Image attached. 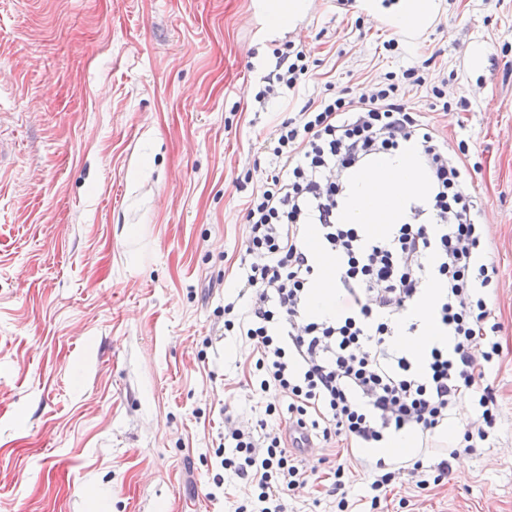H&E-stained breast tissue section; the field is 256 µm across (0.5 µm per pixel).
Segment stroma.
I'll list each match as a JSON object with an SVG mask.
<instances>
[{
	"label": "stroma",
	"instance_id": "1",
	"mask_svg": "<svg viewBox=\"0 0 512 512\" xmlns=\"http://www.w3.org/2000/svg\"><path fill=\"white\" fill-rule=\"evenodd\" d=\"M256 0H0V512H233L250 496L221 473L224 424L287 427L259 394L253 346L224 333L246 248L245 203L266 180L260 147L305 105L370 94L417 68L400 100L449 150L466 142L468 184L498 270L500 415L464 445L429 440L420 487L395 475L372 507L363 464L315 441V471L288 512H512V0H444L407 40L359 0H312L296 31ZM302 48L293 98L256 94L275 51ZM443 90L435 97L433 88ZM278 412L266 416V405Z\"/></svg>",
	"mask_w": 512,
	"mask_h": 512
}]
</instances>
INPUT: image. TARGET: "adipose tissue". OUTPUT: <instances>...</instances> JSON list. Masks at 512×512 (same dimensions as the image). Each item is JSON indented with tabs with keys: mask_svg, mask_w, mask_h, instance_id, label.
<instances>
[{
	"mask_svg": "<svg viewBox=\"0 0 512 512\" xmlns=\"http://www.w3.org/2000/svg\"><path fill=\"white\" fill-rule=\"evenodd\" d=\"M362 7L397 33L416 36L433 24L441 9V0H394L388 7L383 0H362ZM417 156L416 149L408 146L376 155L367 166L356 171L340 210L341 221L362 225L373 236L384 234L391 225L407 221L411 201L426 198L429 192V179ZM305 239L317 268L310 290L309 310L314 315H327L335 306L337 260L321 247L314 229L306 230ZM445 293L444 282L432 281L409 311L411 318L420 321V329L416 335L399 336L398 343L415 358H423L433 345L449 343L443 327L433 316Z\"/></svg>",
	"mask_w": 512,
	"mask_h": 512,
	"instance_id": "1",
	"label": "adipose tissue"
}]
</instances>
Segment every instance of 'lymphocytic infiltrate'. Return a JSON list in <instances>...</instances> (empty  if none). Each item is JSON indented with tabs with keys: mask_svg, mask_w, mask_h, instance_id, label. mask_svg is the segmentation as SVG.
Instances as JSON below:
<instances>
[{
	"mask_svg": "<svg viewBox=\"0 0 512 512\" xmlns=\"http://www.w3.org/2000/svg\"><path fill=\"white\" fill-rule=\"evenodd\" d=\"M397 91L391 83L356 100L323 99L281 122L263 143L272 168L246 207L240 291L224 305V329L254 346L253 386L281 394L290 427L309 436L369 448L403 430L434 433L466 403L478 429L464 436L484 441L499 415L495 395L482 385L502 354L491 308L497 270L484 256L463 159L448 154ZM408 143L418 146L431 180L411 221L381 238L341 223L350 174ZM309 225L339 259L336 282L349 305L337 316L307 313L316 274L304 244ZM434 278L448 286L435 315L454 345L432 347L420 364L395 336L417 330L405 313ZM224 439L230 452L221 467L254 492L235 512H283L286 492L307 483L305 464L280 432L258 437L231 428Z\"/></svg>",
	"mask_w": 512,
	"mask_h": 512,
	"instance_id": "obj_1",
	"label": "lymphocytic infiltrate"
}]
</instances>
